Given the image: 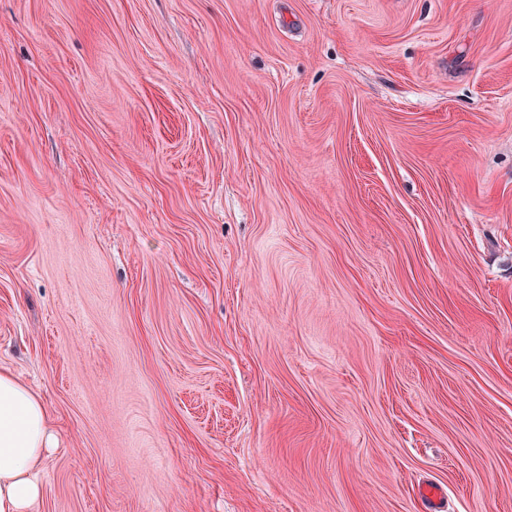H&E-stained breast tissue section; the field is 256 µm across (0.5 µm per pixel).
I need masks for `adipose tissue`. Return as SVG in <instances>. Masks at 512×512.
<instances>
[{
    "instance_id": "ef3b65f1",
    "label": "adipose tissue",
    "mask_w": 512,
    "mask_h": 512,
    "mask_svg": "<svg viewBox=\"0 0 512 512\" xmlns=\"http://www.w3.org/2000/svg\"><path fill=\"white\" fill-rule=\"evenodd\" d=\"M53 441L42 397L0 369V512H33L43 496L39 473Z\"/></svg>"
}]
</instances>
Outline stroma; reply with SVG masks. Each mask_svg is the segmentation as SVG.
<instances>
[{
    "mask_svg": "<svg viewBox=\"0 0 512 512\" xmlns=\"http://www.w3.org/2000/svg\"><path fill=\"white\" fill-rule=\"evenodd\" d=\"M0 367L37 512H512V0H0ZM53 441L42 397L0 369V512H34L43 496L39 473ZM418 499L422 512H444L445 502L441 489L434 484H426L419 488Z\"/></svg>",
    "mask_w": 512,
    "mask_h": 512,
    "instance_id": "stroma-1",
    "label": "stroma"
}]
</instances>
